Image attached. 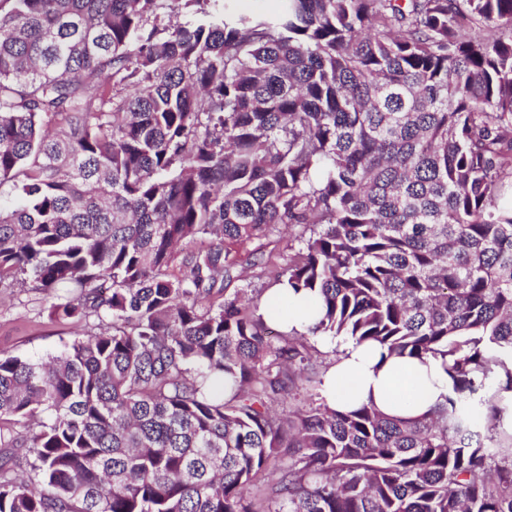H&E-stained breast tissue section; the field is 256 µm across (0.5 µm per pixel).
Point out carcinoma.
Returning a JSON list of instances; mask_svg holds the SVG:
<instances>
[{"label":"carcinoma","instance_id":"carcinoma-1","mask_svg":"<svg viewBox=\"0 0 512 512\" xmlns=\"http://www.w3.org/2000/svg\"><path fill=\"white\" fill-rule=\"evenodd\" d=\"M8 182L0 284L108 331L0 355V512H512V0H0ZM320 336L445 403L329 407ZM289 239H293L291 236V231L288 229H283V233L280 235L272 236L266 239L254 240L246 246V250L253 251L255 249L261 248L265 254H268L269 252H273L274 254L278 252L288 254L286 246ZM253 273L250 271L247 280L245 281H233L226 288L228 292L232 293L234 288H249L255 291H262V294L267 291V284L265 280L258 279L252 276ZM248 284V287H247ZM283 298H288V314H284L280 317L288 319L286 326L288 330L292 327L296 328L299 332H306L307 328L312 326L315 322L316 316L312 309L314 300L312 297L303 293L294 294L291 290L286 289L285 286H279L271 288L263 297L262 305L267 314L270 309L278 304ZM270 315V314H269Z\"/></svg>","mask_w":512,"mask_h":512}]
</instances>
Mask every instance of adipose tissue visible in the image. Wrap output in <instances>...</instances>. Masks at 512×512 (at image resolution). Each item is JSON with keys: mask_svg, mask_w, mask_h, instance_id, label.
Segmentation results:
<instances>
[{"mask_svg": "<svg viewBox=\"0 0 512 512\" xmlns=\"http://www.w3.org/2000/svg\"><path fill=\"white\" fill-rule=\"evenodd\" d=\"M283 300L288 303V327L303 332L312 326L316 319L312 297L279 286L263 296L262 304L269 309ZM449 388L441 359L391 356L377 344L351 341L338 345L335 362L324 378L330 406L352 410L372 405L406 419L420 417L443 403Z\"/></svg>", "mask_w": 512, "mask_h": 512, "instance_id": "ef3b65f1", "label": "adipose tissue"}]
</instances>
